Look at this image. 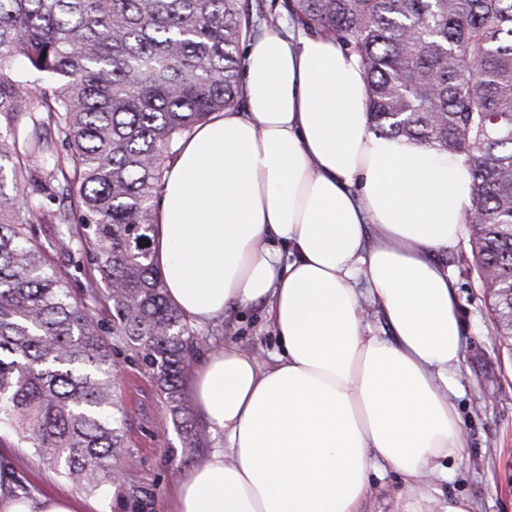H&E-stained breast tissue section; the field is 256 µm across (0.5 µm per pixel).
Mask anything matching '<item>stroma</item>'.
I'll list each match as a JSON object with an SVG mask.
<instances>
[{"instance_id": "obj_1", "label": "stroma", "mask_w": 512, "mask_h": 512, "mask_svg": "<svg viewBox=\"0 0 512 512\" xmlns=\"http://www.w3.org/2000/svg\"><path fill=\"white\" fill-rule=\"evenodd\" d=\"M470 251V236L465 233L454 249L438 256L459 294L464 350L455 402L469 446L463 458L448 460V476L435 482L433 496L439 501L451 496L471 499L477 512H512V354L494 339L477 272L465 259ZM194 332L201 353L229 339L266 361L279 349L258 308L195 327ZM112 357L119 370L112 398L126 412L125 448L117 461L119 482L90 494L23 448L14 433L0 432V448L14 450L16 475L31 491L89 496L107 504L110 512H163L180 474L203 455L184 451L183 436L172 422L168 404L134 353L117 342ZM372 484L360 512H399L404 494L399 474L385 472Z\"/></svg>"}]
</instances>
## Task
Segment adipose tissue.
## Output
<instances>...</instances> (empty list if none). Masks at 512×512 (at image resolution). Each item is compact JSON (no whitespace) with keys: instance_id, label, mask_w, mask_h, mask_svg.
<instances>
[{"instance_id":"adipose-tissue-1","label":"adipose tissue","mask_w":512,"mask_h":512,"mask_svg":"<svg viewBox=\"0 0 512 512\" xmlns=\"http://www.w3.org/2000/svg\"><path fill=\"white\" fill-rule=\"evenodd\" d=\"M241 91L178 143L158 257L191 323L258 307L279 352L228 341L198 360L192 395L224 445L184 470L167 512H360L383 470L405 482L403 512H431L467 448L459 299L437 256L463 233L470 170L373 133L364 69L332 39L260 30ZM367 301L388 335L367 331ZM10 466L0 453V512H101L17 496Z\"/></svg>"}]
</instances>
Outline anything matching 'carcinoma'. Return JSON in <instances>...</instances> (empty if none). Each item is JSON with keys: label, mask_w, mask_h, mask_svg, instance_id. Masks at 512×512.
Returning <instances> with one entry per match:
<instances>
[{"label": "carcinoma", "mask_w": 512, "mask_h": 512, "mask_svg": "<svg viewBox=\"0 0 512 512\" xmlns=\"http://www.w3.org/2000/svg\"><path fill=\"white\" fill-rule=\"evenodd\" d=\"M284 7L359 58L370 130L464 158L471 256L512 352V0ZM255 12L247 0H0V429L87 490L112 483L124 448L108 336L152 372L184 447L207 444L184 386L194 332L156 257L158 201L179 140L242 107Z\"/></svg>", "instance_id": "carcinoma-1"}]
</instances>
